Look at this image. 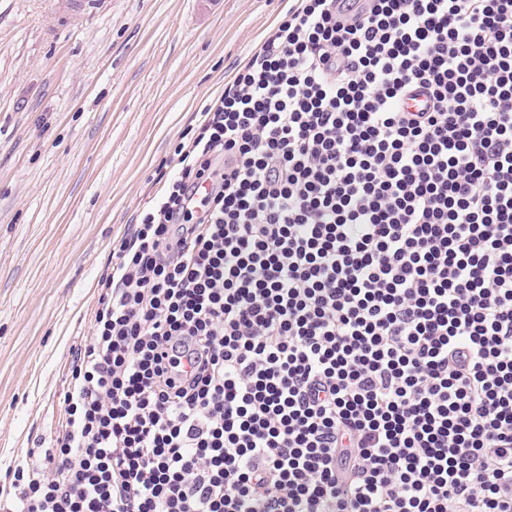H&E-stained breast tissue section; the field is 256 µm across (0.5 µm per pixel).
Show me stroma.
Masks as SVG:
<instances>
[{"mask_svg": "<svg viewBox=\"0 0 512 512\" xmlns=\"http://www.w3.org/2000/svg\"><path fill=\"white\" fill-rule=\"evenodd\" d=\"M288 0H0V476L63 421L97 281Z\"/></svg>", "mask_w": 512, "mask_h": 512, "instance_id": "1", "label": "stroma"}]
</instances>
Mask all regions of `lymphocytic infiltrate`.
<instances>
[{
  "label": "lymphocytic infiltrate",
  "instance_id": "1",
  "mask_svg": "<svg viewBox=\"0 0 512 512\" xmlns=\"http://www.w3.org/2000/svg\"><path fill=\"white\" fill-rule=\"evenodd\" d=\"M155 180L0 512H512V0H291Z\"/></svg>",
  "mask_w": 512,
  "mask_h": 512
}]
</instances>
